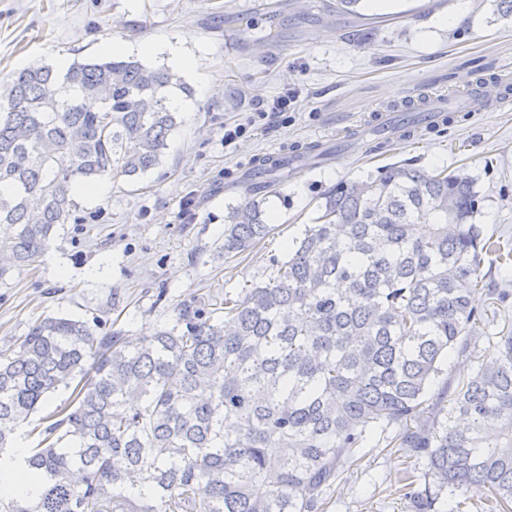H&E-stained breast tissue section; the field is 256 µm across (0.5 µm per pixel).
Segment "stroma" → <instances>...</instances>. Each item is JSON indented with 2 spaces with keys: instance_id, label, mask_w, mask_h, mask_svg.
<instances>
[{
  "instance_id": "35a3bbf8",
  "label": "stroma",
  "mask_w": 512,
  "mask_h": 512,
  "mask_svg": "<svg viewBox=\"0 0 512 512\" xmlns=\"http://www.w3.org/2000/svg\"><path fill=\"white\" fill-rule=\"evenodd\" d=\"M240 0H0V82L36 62L102 56L106 43L122 57L174 68L168 44L182 32V70L193 89L168 138L163 162L143 177H105L78 189L79 223L58 227L36 266L0 279V351L11 352L44 317L68 314L145 336L171 320L182 302L223 299L283 256L303 225L314 223L325 193L339 183L376 176L379 167L415 162L454 171L466 167L482 201L475 223L512 237V108L453 112L411 140L386 141L371 117L395 111L415 93L448 96L464 81L512 77V21L494 0H391L357 13L336 0H277L269 16L240 23ZM464 5L457 25L446 13ZM243 24L246 53L224 46V28ZM217 84L221 93L209 94ZM294 93L290 119H262L278 97ZM247 135L224 146L225 126ZM311 144L332 148L273 187L263 203L272 231L231 259L215 252L227 208L244 202L254 161ZM486 317L469 327L468 353L450 360L437 392L455 388L512 323V306L483 297ZM428 482L424 459L397 448L391 435L372 438L324 492L327 512H412L401 492L404 471Z\"/></svg>"
}]
</instances>
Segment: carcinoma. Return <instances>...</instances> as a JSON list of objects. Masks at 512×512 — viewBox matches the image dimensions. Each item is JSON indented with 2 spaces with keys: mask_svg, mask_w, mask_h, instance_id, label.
<instances>
[{
  "mask_svg": "<svg viewBox=\"0 0 512 512\" xmlns=\"http://www.w3.org/2000/svg\"><path fill=\"white\" fill-rule=\"evenodd\" d=\"M191 95L168 68L134 59L37 63L0 84V278L35 262L74 219V187L139 178L161 163L177 127L170 96ZM253 198L230 209L224 258L272 231L256 199L288 176L256 170ZM481 197L465 170L406 163L331 190L270 274L219 307L195 299L153 335L100 333L71 316L33 324L0 354V454L60 386L70 400L28 435L26 497L0 512H326L324 489L377 429L401 426L399 447L427 460L431 485L414 512L445 492L479 495L477 512H512V328L440 408L419 416L468 326L503 304L485 288L484 256L512 266V238L473 219Z\"/></svg>",
  "mask_w": 512,
  "mask_h": 512,
  "instance_id": "cac0c4a2",
  "label": "carcinoma"
}]
</instances>
